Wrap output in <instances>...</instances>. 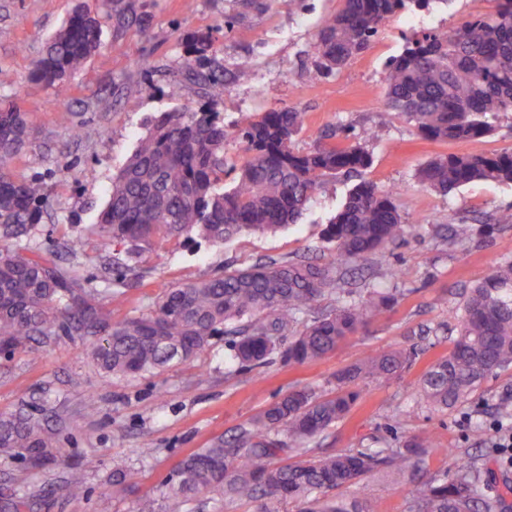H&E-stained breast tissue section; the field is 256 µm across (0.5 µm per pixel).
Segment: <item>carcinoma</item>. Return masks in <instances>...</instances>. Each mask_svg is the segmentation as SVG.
<instances>
[{"instance_id":"cac0c4a2","label":"carcinoma","mask_w":512,"mask_h":512,"mask_svg":"<svg viewBox=\"0 0 512 512\" xmlns=\"http://www.w3.org/2000/svg\"><path fill=\"white\" fill-rule=\"evenodd\" d=\"M432 0H343L342 9L321 23L315 50L318 67L332 71L368 48L390 16ZM492 10L448 32L433 30L407 41L386 64V106L431 141H475L488 136L492 120L512 112V0H491ZM117 25L137 20L133 0H113ZM101 46L95 0H86L44 44L35 77L57 94L65 78ZM297 108L240 116L227 130L216 113L176 109L154 117L146 135L112 177L108 201L94 232L128 242L161 243L170 237L220 246L236 235L288 227L303 211L323 178L359 176L371 164L364 143L375 137L338 129L339 145L299 151L293 138L303 125ZM28 113L0 104V353L44 349L61 336H75L105 374L136 377L205 351L228 336L242 369L265 365L273 355L290 363L320 359L392 307L395 294L342 288L348 266L403 241L410 229L394 203L393 190L361 181L349 191L323 231L331 258L269 259L224 270L161 290L147 311L112 318L103 297L77 271L64 269L56 252H36L17 240L40 222V183L19 180L11 161L29 144ZM245 144L247 158L224 189V142ZM422 185L448 192L475 181L512 183V149L493 154L438 155L419 171ZM465 220L448 225V241L473 235ZM339 295L336 306L319 300ZM456 312V338L448 355L424 374L419 395L438 412L480 397L482 384L512 368V261L474 282ZM416 350H371L336 373L327 394L302 387L261 410L230 441L217 439L187 456L159 498L137 512H188L205 493L229 502L252 501L256 512H364L338 491L363 484L374 472L394 473L410 487V512H512L505 491L487 495L489 473L476 458H461L444 479H420L426 457L440 448L434 433L398 448H350L308 456L309 444L351 412L356 386L367 378L387 381L406 368ZM23 458L41 469L62 458L55 434L41 418L19 411L0 415V458ZM134 472L112 460V488L123 489ZM42 496L0 493V512H40Z\"/></svg>"}]
</instances>
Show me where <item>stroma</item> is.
<instances>
[{"mask_svg": "<svg viewBox=\"0 0 512 512\" xmlns=\"http://www.w3.org/2000/svg\"><path fill=\"white\" fill-rule=\"evenodd\" d=\"M80 0H0V100L27 112L36 132L33 145L16 157L17 178L40 180L48 205L40 224L21 245L48 251L79 233L84 248L63 255L61 264L79 271L88 286L109 287L105 257L123 256L125 244L100 238L89 228L107 199L115 173L134 151L151 118L162 112L209 106L211 78L224 82V97L213 106L225 127L244 112L302 109L305 122L295 144L309 151L326 145L325 133L339 124L377 130L368 143L371 166L365 180L395 192L394 202L413 224L400 244L367 262L371 287H398L397 302L373 319L366 332L350 337L327 357L305 363L273 358L244 371L231 360L223 338L193 360L174 363L134 378L108 377L87 360L77 337L63 336L49 348L0 358V415L25 408L47 418L67 468L31 470L22 459L0 462V492L45 496V512H133L136 502L158 495L187 455L212 440L230 438L269 402L309 386L331 392L337 371L375 349L417 348L412 365L386 382L366 380L350 415L312 444L313 455L348 448L398 447L433 431L443 452L429 456L424 475L446 476L456 456L482 459L498 474L512 476L484 444L467 438L474 421L490 423L492 407L512 395V369L485 381L479 406L447 412L420 405L419 381L447 354L456 335L449 313L462 291L512 260V227L485 231L481 221L512 204V184L475 182L443 195L423 188L419 168L448 153L492 154L512 149V112L500 116L495 132L479 141L435 142L418 136L404 117L387 110L385 64L408 38L431 29L452 31L488 12L490 0H432L429 10L404 12L382 23L370 47L328 74L317 71L314 46L323 19L341 0H137L139 22L120 28L100 9V49L69 75L66 95L32 78L33 63ZM206 35L201 62L187 64L193 36ZM71 115L69 123L58 113ZM84 136H76V128ZM352 182L326 179L297 224L275 233H252L223 245L192 244L181 238L163 245L140 244L133 287L110 303L113 318L147 310L161 288L196 281L224 264L301 256L325 262L321 232L345 200ZM466 218L474 221L469 242L451 247L436 230ZM400 277L391 280L389 269ZM95 394L98 409L85 415L83 402ZM151 449L150 457L139 454ZM97 455L98 472L84 471L83 457ZM127 457L135 477L126 492L113 494L106 480L113 456ZM81 497L66 493L69 483ZM372 512H409L407 486L395 476L375 473L365 480Z\"/></svg>", "mask_w": 512, "mask_h": 512, "instance_id": "35a3bbf8", "label": "stroma"}]
</instances>
